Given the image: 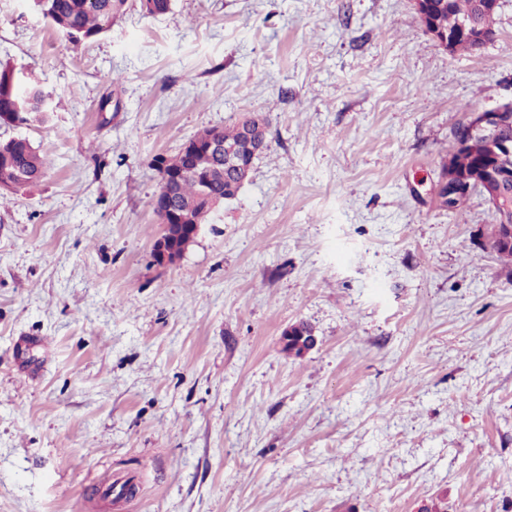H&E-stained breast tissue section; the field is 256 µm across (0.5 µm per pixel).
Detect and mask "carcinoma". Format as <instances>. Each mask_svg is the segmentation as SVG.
I'll list each match as a JSON object with an SVG mask.
<instances>
[{"label": "carcinoma", "instance_id": "1", "mask_svg": "<svg viewBox=\"0 0 512 512\" xmlns=\"http://www.w3.org/2000/svg\"><path fill=\"white\" fill-rule=\"evenodd\" d=\"M33 9L47 19L68 41L80 43L94 40L112 29L113 23L127 9L128 0H30ZM141 10L148 16L164 15L171 9V0H144ZM473 22L492 28L496 16L481 15L477 0H427L424 26L429 31L448 36L454 53L474 52V42L462 24ZM54 111L53 104L43 94L32 74L18 76L9 67L0 68V125H23L42 122ZM247 124L240 121L221 129L227 145L241 148L243 164L251 162L252 152L247 138ZM164 163L169 169H185L171 187L172 200L178 210L180 237L196 238V231L214 211V204L224 203L239 192V186L219 154L199 150L185 162L182 153L170 157L157 156L152 166ZM45 156L26 137L0 140V200L14 191L29 186L43 175ZM492 167L485 140L477 136L464 150L443 160L436 189L439 206L446 204L448 185L471 176L478 170ZM503 227L492 225L488 235L490 249L501 260L512 262V246L503 242Z\"/></svg>", "mask_w": 512, "mask_h": 512}]
</instances>
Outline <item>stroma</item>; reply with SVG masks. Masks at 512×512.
I'll list each match as a JSON object with an SVG mask.
<instances>
[{"instance_id":"stroma-1","label":"stroma","mask_w":512,"mask_h":512,"mask_svg":"<svg viewBox=\"0 0 512 512\" xmlns=\"http://www.w3.org/2000/svg\"><path fill=\"white\" fill-rule=\"evenodd\" d=\"M128 4L74 45L0 0V62L55 106L0 126L47 159L0 205V512H512V264L482 195L434 193L512 102V0L473 54L413 0ZM252 112L267 151L158 265L154 157ZM512 102L504 103L497 108L474 112L468 123L457 131L455 137V146L453 150H458L450 154L443 160L436 189V198L439 206L444 209L447 201L444 198L448 194V209L460 207L466 198L470 195L471 189L467 187H448L449 184H455L463 178L470 177L475 171H487L491 168L492 159L485 147V140L482 136H477L471 144L464 150L469 141L477 133H493L502 128L503 137L512 138Z\"/></svg>"}]
</instances>
